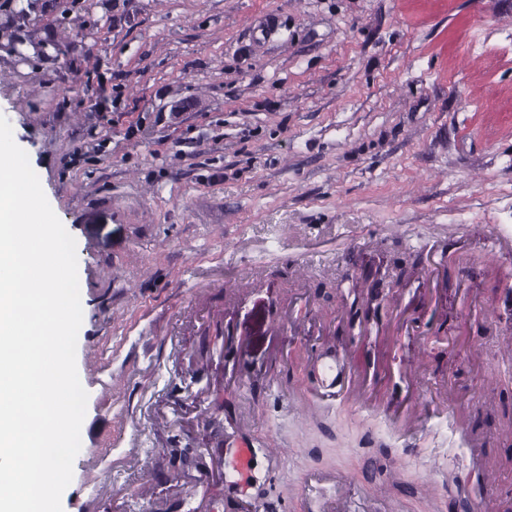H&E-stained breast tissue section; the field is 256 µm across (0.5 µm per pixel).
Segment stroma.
<instances>
[{
  "instance_id": "obj_1",
  "label": "stroma",
  "mask_w": 512,
  "mask_h": 512,
  "mask_svg": "<svg viewBox=\"0 0 512 512\" xmlns=\"http://www.w3.org/2000/svg\"><path fill=\"white\" fill-rule=\"evenodd\" d=\"M28 4L0 115L76 240L63 512H512V0Z\"/></svg>"
}]
</instances>
